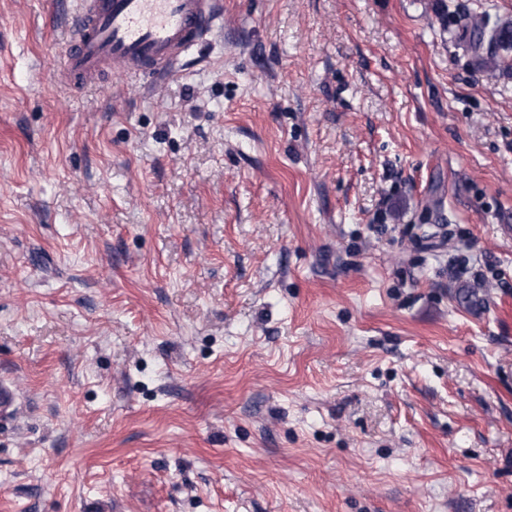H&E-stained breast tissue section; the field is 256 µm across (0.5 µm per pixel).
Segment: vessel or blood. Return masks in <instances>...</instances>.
I'll use <instances>...</instances> for the list:
<instances>
[{
    "label": "vessel or blood",
    "mask_w": 512,
    "mask_h": 512,
    "mask_svg": "<svg viewBox=\"0 0 512 512\" xmlns=\"http://www.w3.org/2000/svg\"><path fill=\"white\" fill-rule=\"evenodd\" d=\"M223 27L222 0H80L64 74L72 84L110 66L146 79L172 76L182 58Z\"/></svg>",
    "instance_id": "obj_1"
}]
</instances>
